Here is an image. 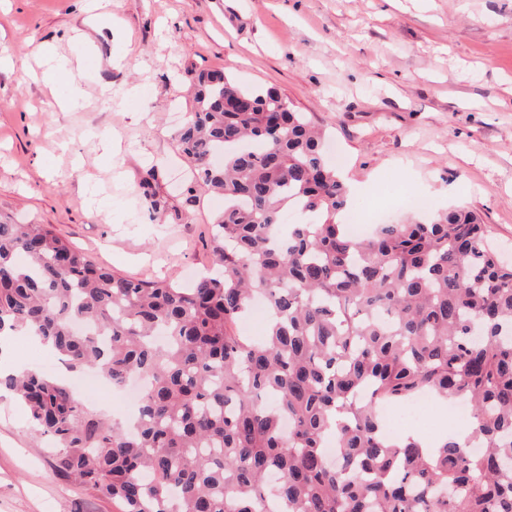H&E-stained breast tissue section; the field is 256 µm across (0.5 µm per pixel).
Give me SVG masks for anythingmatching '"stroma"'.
Wrapping results in <instances>:
<instances>
[{
  "mask_svg": "<svg viewBox=\"0 0 512 512\" xmlns=\"http://www.w3.org/2000/svg\"><path fill=\"white\" fill-rule=\"evenodd\" d=\"M45 42L80 61L77 90L43 80ZM0 54V220L49 225L120 274L183 283L212 265L224 199L188 196L172 115L214 70L327 129L340 222L371 221L378 195L393 222L465 207L512 258V0H0ZM6 359L60 374L24 335ZM55 453L1 392L0 512H117L59 479Z\"/></svg>",
  "mask_w": 512,
  "mask_h": 512,
  "instance_id": "stroma-1",
  "label": "stroma"
}]
</instances>
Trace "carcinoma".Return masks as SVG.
Returning a JSON list of instances; mask_svg holds the SVG:
<instances>
[{"label": "carcinoma", "instance_id": "obj_1", "mask_svg": "<svg viewBox=\"0 0 512 512\" xmlns=\"http://www.w3.org/2000/svg\"><path fill=\"white\" fill-rule=\"evenodd\" d=\"M176 140L188 193L224 195L215 268L187 287L0 222V336L31 332L114 387L148 380L122 425L38 371L0 378L53 441L56 473L122 512H512V265L478 215L351 235L324 133L221 71L198 74ZM294 207L305 219L284 230ZM258 297L264 336L237 335ZM421 390L468 402L465 442L426 454L386 434L377 403Z\"/></svg>", "mask_w": 512, "mask_h": 512}]
</instances>
